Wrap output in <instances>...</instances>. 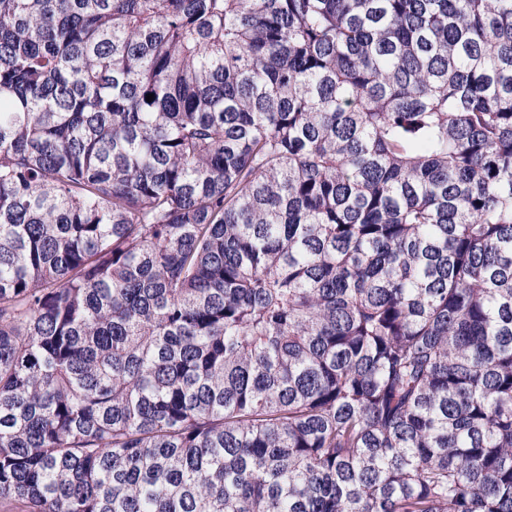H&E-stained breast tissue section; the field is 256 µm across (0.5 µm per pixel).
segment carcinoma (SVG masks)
<instances>
[{"label": "carcinoma", "instance_id": "carcinoma-1", "mask_svg": "<svg viewBox=\"0 0 512 512\" xmlns=\"http://www.w3.org/2000/svg\"><path fill=\"white\" fill-rule=\"evenodd\" d=\"M4 505L512 512V0H0Z\"/></svg>", "mask_w": 512, "mask_h": 512}]
</instances>
